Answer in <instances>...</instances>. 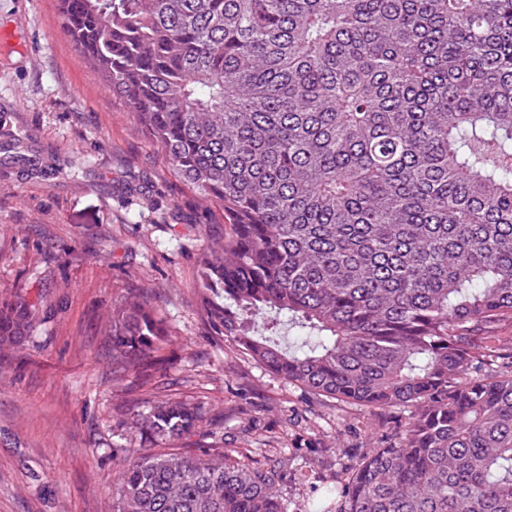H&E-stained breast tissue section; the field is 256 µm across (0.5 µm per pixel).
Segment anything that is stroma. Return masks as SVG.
Masks as SVG:
<instances>
[{
	"label": "stroma",
	"instance_id": "stroma-1",
	"mask_svg": "<svg viewBox=\"0 0 512 512\" xmlns=\"http://www.w3.org/2000/svg\"><path fill=\"white\" fill-rule=\"evenodd\" d=\"M230 233L81 56L58 0H0V302L38 312L32 336L0 347V512H112V446L139 447L126 422L149 401L200 408L184 445L278 467L289 512L406 425L234 350L199 290ZM134 294L169 328V365L148 379L112 373L105 319Z\"/></svg>",
	"mask_w": 512,
	"mask_h": 512
}]
</instances>
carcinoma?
I'll return each mask as SVG.
<instances>
[{"label":"carcinoma","instance_id":"obj_1","mask_svg":"<svg viewBox=\"0 0 512 512\" xmlns=\"http://www.w3.org/2000/svg\"><path fill=\"white\" fill-rule=\"evenodd\" d=\"M64 30L224 211L200 270L211 319L286 382L405 430L313 490L311 512H512V0H61ZM286 315L283 348L260 329ZM34 305L0 304V342ZM165 321L112 315L147 377ZM198 408L150 403L114 512H288L279 474L173 444Z\"/></svg>","mask_w":512,"mask_h":512}]
</instances>
